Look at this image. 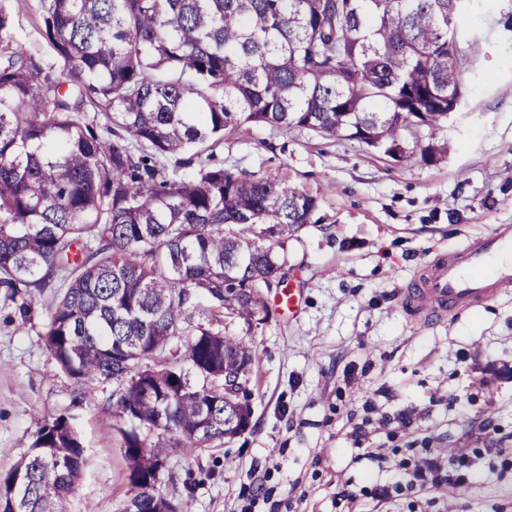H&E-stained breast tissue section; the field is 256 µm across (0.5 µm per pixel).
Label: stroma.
<instances>
[{
    "instance_id": "35a3bbf8",
    "label": "stroma",
    "mask_w": 512,
    "mask_h": 512,
    "mask_svg": "<svg viewBox=\"0 0 512 512\" xmlns=\"http://www.w3.org/2000/svg\"><path fill=\"white\" fill-rule=\"evenodd\" d=\"M15 37L40 46L53 76L39 0H0ZM512 0H469L463 98L437 144L444 162H405L309 130L250 126L216 150L225 168L280 174L317 194L313 224L288 244L296 314L229 333L257 359L242 435L170 455L159 490L184 512H512V287L429 327L404 301L437 253L512 224ZM52 289L0 286V471L38 430L66 418L87 464L71 512H121L131 495L114 384L84 387L61 370L43 334ZM408 412L411 426L383 424ZM379 449L380 458L367 456ZM465 448L463 485L395 491L436 450Z\"/></svg>"
}]
</instances>
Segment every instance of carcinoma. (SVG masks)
<instances>
[{
    "label": "carcinoma",
    "instance_id": "obj_1",
    "mask_svg": "<svg viewBox=\"0 0 512 512\" xmlns=\"http://www.w3.org/2000/svg\"><path fill=\"white\" fill-rule=\"evenodd\" d=\"M40 4L58 79L0 9V283H59L46 347L77 382L119 385L128 473L147 476L177 448L192 456L250 427L240 394L256 349L220 326L269 320L265 294L319 206L283 175L178 170L249 123L438 163L432 140L468 71L459 11L452 0ZM84 464L65 418L42 426L0 472V512H68ZM129 507L183 512L147 483Z\"/></svg>",
    "mask_w": 512,
    "mask_h": 512
}]
</instances>
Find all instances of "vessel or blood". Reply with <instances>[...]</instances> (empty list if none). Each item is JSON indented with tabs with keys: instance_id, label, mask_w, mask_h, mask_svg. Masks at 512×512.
<instances>
[{
	"instance_id": "1",
	"label": "vessel or blood",
	"mask_w": 512,
	"mask_h": 512,
	"mask_svg": "<svg viewBox=\"0 0 512 512\" xmlns=\"http://www.w3.org/2000/svg\"><path fill=\"white\" fill-rule=\"evenodd\" d=\"M512 286V225L435 258L407 294L416 315L440 317L470 310Z\"/></svg>"
}]
</instances>
